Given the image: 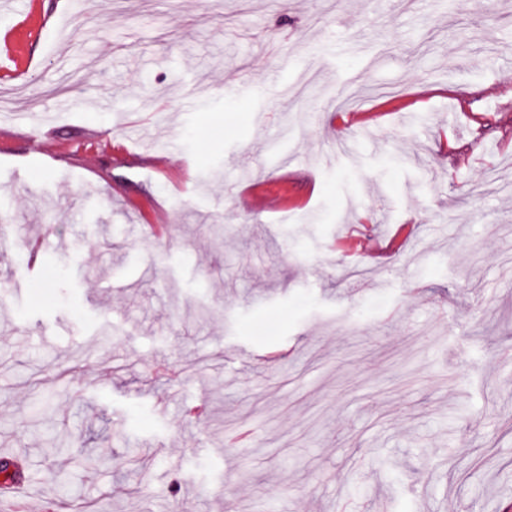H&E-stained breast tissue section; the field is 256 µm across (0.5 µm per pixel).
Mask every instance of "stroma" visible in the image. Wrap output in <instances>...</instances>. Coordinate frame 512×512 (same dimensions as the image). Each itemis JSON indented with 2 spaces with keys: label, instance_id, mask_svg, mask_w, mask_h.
Instances as JSON below:
<instances>
[{
  "label": "stroma",
  "instance_id": "obj_1",
  "mask_svg": "<svg viewBox=\"0 0 512 512\" xmlns=\"http://www.w3.org/2000/svg\"><path fill=\"white\" fill-rule=\"evenodd\" d=\"M8 32L0 449L39 512L512 505V0H0Z\"/></svg>",
  "mask_w": 512,
  "mask_h": 512
}]
</instances>
